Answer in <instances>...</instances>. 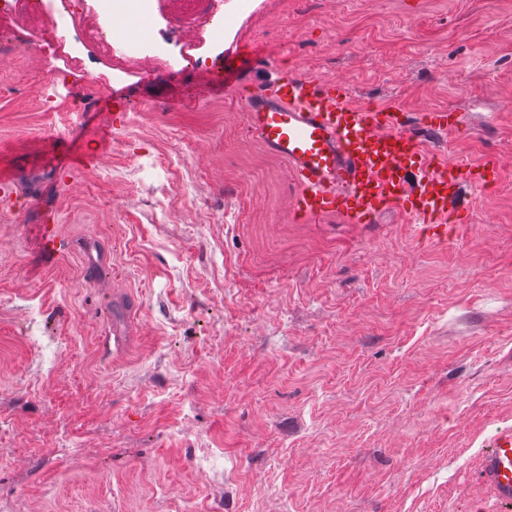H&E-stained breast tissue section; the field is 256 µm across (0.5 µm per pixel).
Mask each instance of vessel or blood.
<instances>
[{
    "mask_svg": "<svg viewBox=\"0 0 512 512\" xmlns=\"http://www.w3.org/2000/svg\"><path fill=\"white\" fill-rule=\"evenodd\" d=\"M260 56L259 47H249L237 67L225 69V88L240 87L242 70ZM244 108L252 136L287 162L298 187L293 216L302 222L335 214L368 224L395 208L427 239L459 223L464 186L490 183L489 165L435 160L422 136L405 130L395 105L355 103L342 83L324 87L310 75L283 76L250 91ZM480 473L497 500L512 502V433L482 454Z\"/></svg>",
    "mask_w": 512,
    "mask_h": 512,
    "instance_id": "vessel-or-blood-1",
    "label": "vessel or blood"
}]
</instances>
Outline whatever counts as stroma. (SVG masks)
<instances>
[{
    "mask_svg": "<svg viewBox=\"0 0 512 512\" xmlns=\"http://www.w3.org/2000/svg\"><path fill=\"white\" fill-rule=\"evenodd\" d=\"M154 14L122 72L55 17L32 39L70 53L0 56V512H512L479 478L512 432V0H224L219 37ZM253 44L250 88L465 114L433 145L493 189L426 242L397 212L295 221L219 80ZM49 69L69 95L26 78Z\"/></svg>",
    "mask_w": 512,
    "mask_h": 512,
    "instance_id": "35a3bbf8",
    "label": "stroma"
}]
</instances>
